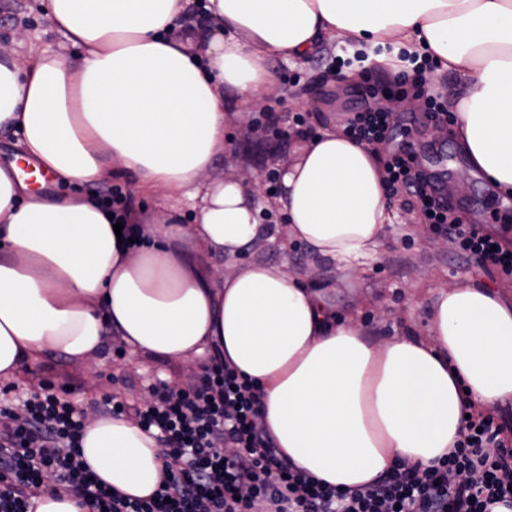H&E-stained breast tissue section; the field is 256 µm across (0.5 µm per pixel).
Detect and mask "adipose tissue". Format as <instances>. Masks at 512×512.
<instances>
[{
    "mask_svg": "<svg viewBox=\"0 0 512 512\" xmlns=\"http://www.w3.org/2000/svg\"><path fill=\"white\" fill-rule=\"evenodd\" d=\"M191 0H48L76 62L30 47L0 57V129L19 156L71 184L128 178L155 209H109L79 194L29 192L0 166V380L38 353L97 365L104 337L130 354L197 364L207 351L251 379L281 458L340 490L397 465L430 467L460 437L468 402H512V300L467 277L440 288L423 333L372 338L336 309V280L234 259L269 225L249 190L210 176L224 111L274 88L270 55L322 41L392 42L429 58L423 89L451 74V134L492 190L512 193V0H205L206 42L175 35ZM298 134L275 199L289 240L340 269L372 259L395 214L374 148L334 113ZM195 203L184 223L182 199ZM233 260L229 272L200 254ZM80 453L112 489L150 497L165 463L127 416L86 418Z\"/></svg>",
    "mask_w": 512,
    "mask_h": 512,
    "instance_id": "obj_1",
    "label": "adipose tissue"
}]
</instances>
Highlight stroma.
Wrapping results in <instances>:
<instances>
[{
  "label": "stroma",
  "mask_w": 512,
  "mask_h": 512,
  "mask_svg": "<svg viewBox=\"0 0 512 512\" xmlns=\"http://www.w3.org/2000/svg\"><path fill=\"white\" fill-rule=\"evenodd\" d=\"M50 49L66 61L80 52L55 28L41 0H0V53L24 56L30 44ZM366 51L337 50L335 43L321 44L305 60L291 62L276 56L269 67L275 91L247 119L235 113L225 115L226 152L213 162L212 175L233 178L253 192L254 200L267 204L273 187L260 185L264 175L277 172L292 158L296 126L300 114L309 127H316L324 97H332L340 118L374 106L364 86L348 82L349 71L359 68ZM407 149L420 166L439 176L450 195L449 202L464 222L505 232L512 240V209L504 210L499 197L491 193L483 179L469 177L468 164L456 141L448 133L435 132L420 122L416 112L397 109L390 138L380 144L381 156ZM398 216L377 255L359 270H336L315 264L308 248L289 241L282 215H268L275 236L258 238L245 255L250 262H266L287 271L313 268L315 276L337 279V303L344 314L358 317L372 335L403 336L420 332L438 285L472 277L484 285L512 296V277L484 271L472 259L459 256L446 236L430 225L421 224L418 211L403 197L391 200ZM157 376L172 388L183 387L188 372L165 361L132 356L117 341H107L100 364L86 369L67 357L48 352L23 367L13 380L14 387L0 392V401L18 403L43 379L74 385L70 401L81 412H98L104 397L117 396L127 403L144 397L143 384Z\"/></svg>",
  "instance_id": "stroma-1"
}]
</instances>
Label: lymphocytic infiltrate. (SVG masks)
<instances>
[{"label": "lymphocytic infiltrate", "mask_w": 512, "mask_h": 512, "mask_svg": "<svg viewBox=\"0 0 512 512\" xmlns=\"http://www.w3.org/2000/svg\"><path fill=\"white\" fill-rule=\"evenodd\" d=\"M393 116L377 108L352 113L345 131L369 146L386 141ZM389 194L404 193L456 252L484 270L512 276V245L448 215L408 151L383 162ZM41 381L20 407L0 406V512H34L46 494L73 492L93 512H491L512 508V422L471 403L453 451L433 467L396 466L378 483L340 491L279 458L256 415L260 391L223 362L173 391L150 385L135 403L110 398L103 414L134 416L155 431L177 466L152 497L131 500L92 479L79 454L83 413ZM463 474L452 484L448 475Z\"/></svg>", "instance_id": "lymphocytic-infiltrate-1"}]
</instances>
